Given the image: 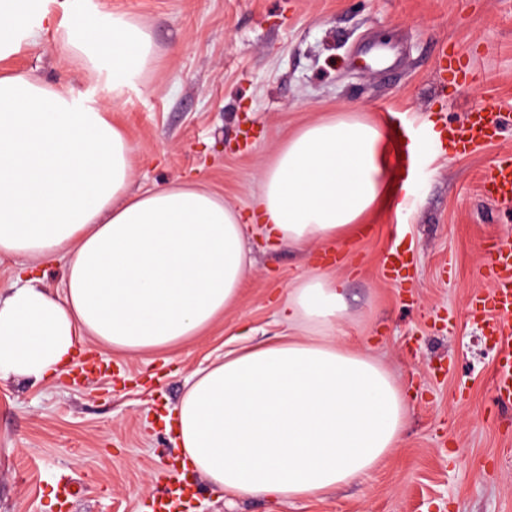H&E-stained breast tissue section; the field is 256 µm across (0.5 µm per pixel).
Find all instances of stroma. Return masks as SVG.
I'll return each instance as SVG.
<instances>
[{
	"label": "stroma",
	"mask_w": 512,
	"mask_h": 512,
	"mask_svg": "<svg viewBox=\"0 0 512 512\" xmlns=\"http://www.w3.org/2000/svg\"><path fill=\"white\" fill-rule=\"evenodd\" d=\"M104 17L141 23L151 66L112 106L125 128L137 194L202 182L240 210L296 127L358 112L409 123L413 144L404 212L367 218L359 240L312 259L255 239L238 303L202 336L131 356L99 351L112 371L83 382L0 379V512H148L178 453L158 416L180 401L191 374L239 343L284 327L273 295L312 262L345 281L342 341L371 348L404 386L399 448L373 471L322 499L227 501L194 476L192 512H512V407L496 401V348L468 319L483 286L482 246L512 237V203L486 195L482 170L512 154V130L461 156L433 131L471 108L512 111V0H81ZM59 32L23 39L0 75L14 72L92 100L105 80L60 50ZM460 56L467 84L440 81L441 51ZM415 260L404 287L381 258L395 243ZM494 468L493 477L479 474Z\"/></svg>",
	"instance_id": "stroma-1"
}]
</instances>
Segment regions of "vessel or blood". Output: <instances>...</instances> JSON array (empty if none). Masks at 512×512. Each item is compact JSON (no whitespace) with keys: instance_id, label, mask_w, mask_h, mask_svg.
<instances>
[{"instance_id":"obj_1","label":"vessel or blood","mask_w":512,"mask_h":512,"mask_svg":"<svg viewBox=\"0 0 512 512\" xmlns=\"http://www.w3.org/2000/svg\"><path fill=\"white\" fill-rule=\"evenodd\" d=\"M506 123L503 112L492 107H475L465 120L449 125L446 135L458 154H470L488 144L502 132ZM489 193L500 200H512V157L500 160L486 175ZM410 264L407 251L392 248L384 254L382 268L388 280L402 284L403 272ZM490 288L475 292L469 302V317L478 322L485 335L491 336L498 351L493 368V392L498 400H512V240L500 238L486 250L478 270ZM192 497L191 489L172 483L167 492L152 499L150 512H185Z\"/></svg>"}]
</instances>
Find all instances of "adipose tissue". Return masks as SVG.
Instances as JSON below:
<instances>
[{
	"mask_svg": "<svg viewBox=\"0 0 512 512\" xmlns=\"http://www.w3.org/2000/svg\"><path fill=\"white\" fill-rule=\"evenodd\" d=\"M64 29V55L120 97L149 67L134 20H55L38 0H0V60L34 29ZM381 128L348 113L289 134L243 215L200 183L129 195L135 157L101 108L24 74L0 77V257L64 262L61 292L20 269L0 295V378L65 372L83 338L161 352L209 329L238 300L249 241L307 253L358 237L388 193ZM287 334L196 371L173 410L185 467L231 498L315 499L376 469L403 438L406 394L362 348L340 341L344 282L322 267L276 302Z\"/></svg>",
	"mask_w": 512,
	"mask_h": 512,
	"instance_id": "1",
	"label": "adipose tissue"
}]
</instances>
